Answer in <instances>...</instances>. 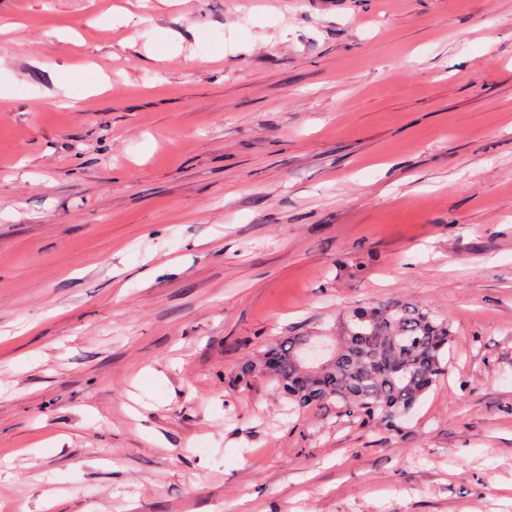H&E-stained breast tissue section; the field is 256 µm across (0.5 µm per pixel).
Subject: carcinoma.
I'll list each match as a JSON object with an SVG mask.
<instances>
[{"instance_id":"1","label":"carcinoma","mask_w":512,"mask_h":512,"mask_svg":"<svg viewBox=\"0 0 512 512\" xmlns=\"http://www.w3.org/2000/svg\"><path fill=\"white\" fill-rule=\"evenodd\" d=\"M453 338L448 319L410 302L388 301L346 316L329 363L304 366L299 355L308 337L294 336L247 361L242 376L271 377L302 407L334 399L368 420L396 427L443 374Z\"/></svg>"}]
</instances>
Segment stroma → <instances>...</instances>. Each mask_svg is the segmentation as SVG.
<instances>
[{
    "mask_svg": "<svg viewBox=\"0 0 512 512\" xmlns=\"http://www.w3.org/2000/svg\"><path fill=\"white\" fill-rule=\"evenodd\" d=\"M5 25V512H512V0H0ZM395 299L456 336L400 428L242 377Z\"/></svg>",
    "mask_w": 512,
    "mask_h": 512,
    "instance_id": "35a3bbf8",
    "label": "stroma"
}]
</instances>
